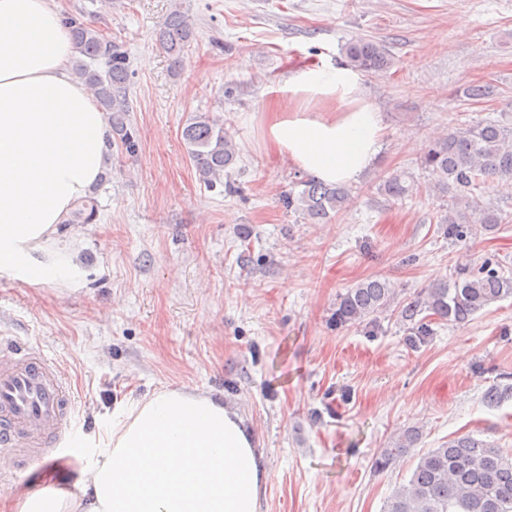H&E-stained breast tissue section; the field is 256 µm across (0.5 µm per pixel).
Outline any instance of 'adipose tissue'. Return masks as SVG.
<instances>
[{
    "label": "adipose tissue",
    "instance_id": "1",
    "mask_svg": "<svg viewBox=\"0 0 512 512\" xmlns=\"http://www.w3.org/2000/svg\"><path fill=\"white\" fill-rule=\"evenodd\" d=\"M55 0H0V273L31 284L80 275L58 232L112 149L107 115L71 73ZM383 119L350 68L312 65L279 89L265 145L327 183L357 181ZM75 492L16 490L17 512H258L263 455L238 409L204 391L162 389L112 419L107 448Z\"/></svg>",
    "mask_w": 512,
    "mask_h": 512
}]
</instances>
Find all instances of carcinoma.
I'll return each mask as SVG.
<instances>
[{"label": "carcinoma", "instance_id": "carcinoma-1", "mask_svg": "<svg viewBox=\"0 0 512 512\" xmlns=\"http://www.w3.org/2000/svg\"><path fill=\"white\" fill-rule=\"evenodd\" d=\"M73 43L72 74L94 95L99 109L107 113L112 132L129 156L138 150V140L129 119L130 61L122 45L106 37L96 27L67 17ZM194 37L192 25L178 10L173 11L156 34L162 51L177 66ZM349 67L367 73L383 72L392 66L389 54L372 40L345 46ZM463 97L482 103L494 95L488 83L469 84ZM188 158L199 179L212 187L223 182L224 171L236 160V147L224 135V125L207 114L190 118L182 131ZM420 167L430 176V188L452 201H473L470 213L448 208L440 223L447 234L462 237L479 224L493 231L512 222V216L474 202L475 191L486 178H495L512 196V123L485 118L463 123L433 140L420 157ZM298 195L288 194V208L302 213L311 224H320L332 212H340L349 200L345 186L327 185L313 178L302 181ZM384 195L403 199L413 192L406 175L395 174L380 185ZM98 202L89 196L69 215V224H92L97 219ZM512 296V275L484 262L477 271L458 268L451 282H440L426 292V299L400 310L405 321L414 324L415 335H430V323L422 312L448 322H462L491 303ZM396 298L389 280L371 277L349 288L336 303V324L354 326L375 322L387 312ZM417 441L408 431L380 449L375 469L384 471L403 457ZM385 512H512V454L491 448L466 435L448 440L419 457L409 480L396 487Z\"/></svg>", "mask_w": 512, "mask_h": 512}]
</instances>
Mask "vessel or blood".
Here are the masks:
<instances>
[{
    "label": "vessel or blood",
    "instance_id": "b4317fda",
    "mask_svg": "<svg viewBox=\"0 0 512 512\" xmlns=\"http://www.w3.org/2000/svg\"><path fill=\"white\" fill-rule=\"evenodd\" d=\"M74 435L73 403L54 362L33 349L0 348V447L42 466Z\"/></svg>",
    "mask_w": 512,
    "mask_h": 512
}]
</instances>
